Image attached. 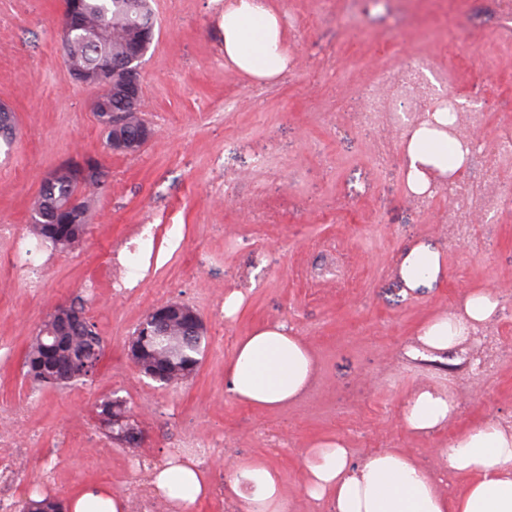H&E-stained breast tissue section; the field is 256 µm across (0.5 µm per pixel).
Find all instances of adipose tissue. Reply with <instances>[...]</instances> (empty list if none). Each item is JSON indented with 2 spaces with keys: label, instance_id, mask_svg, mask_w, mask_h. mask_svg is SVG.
Instances as JSON below:
<instances>
[{
  "label": "adipose tissue",
  "instance_id": "adipose-tissue-1",
  "mask_svg": "<svg viewBox=\"0 0 512 512\" xmlns=\"http://www.w3.org/2000/svg\"><path fill=\"white\" fill-rule=\"evenodd\" d=\"M224 60L256 79H270L288 66L283 26L267 0H230L224 8ZM468 151L448 136V114L428 113L413 130L404 149L409 189L426 192L434 178L456 177ZM443 272L439 251L420 245L401 263L406 287L434 282ZM498 302L488 291L472 292L457 312L429 321L417 339L422 350L449 351L464 344L470 330L489 323ZM315 364L300 337L274 324L241 337L225 368L227 391L235 400L256 407H280L309 385ZM456 413L450 393L416 389L405 401L402 422L411 432L429 435L446 426ZM440 455L448 470L467 479L455 493L443 491L438 479L408 454L374 451L351 463L348 448L321 441L302 453L303 492L312 502L330 501L335 512H512V426L487 421L463 432ZM152 483L175 512H193L211 487L199 462H167L155 469ZM231 495L245 512H287L288 493L275 469L262 460L235 465ZM124 496L108 485H94L72 497L68 512H127Z\"/></svg>",
  "mask_w": 512,
  "mask_h": 512
}]
</instances>
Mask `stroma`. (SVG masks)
Here are the masks:
<instances>
[{"mask_svg": "<svg viewBox=\"0 0 512 512\" xmlns=\"http://www.w3.org/2000/svg\"><path fill=\"white\" fill-rule=\"evenodd\" d=\"M269 2L288 67L259 81L224 63V0H154L159 29L141 68L152 136L125 156L106 148L92 90L69 76L61 0H0V104L17 128L0 146V224L27 233L41 174L71 157H95L108 172L84 239L56 253L42 292L0 262V410L26 408L41 437L22 451L8 489L15 502L42 492L63 502L99 482L123 491L132 457L161 459L198 438L221 440L223 451L194 512H241L225 483L232 463L251 458L277 469L288 512H333L302 492L301 451L314 442H342L355 462L385 448L409 453L452 493L463 480L446 477L438 449L481 422L512 424V167L496 171L499 211L458 238L443 222L447 193L425 208L409 191L404 131L360 118L367 86L425 55L446 73L444 93L482 112L486 147L512 136V17L501 0H404L394 17L366 0L357 18L346 0ZM382 143L391 152L380 164ZM141 224L155 233V250L138 258L151 274L114 296L107 258ZM422 243L440 251L444 276L411 290L399 267ZM90 279L98 288L89 299ZM477 290L499 302L490 371L477 370L474 344L436 360L410 356L425 323ZM233 291L244 301L228 317ZM78 298L103 339L97 369L83 384L35 387L26 348L58 304ZM172 301L193 307L208 336L199 368L175 388L128 356L136 327ZM271 323L307 344L315 374L294 402L255 409L226 394L224 369L240 336ZM420 386L449 390L457 405L427 436L401 420ZM111 396L129 407L137 446L95 448L106 437L97 406Z\"/></svg>", "mask_w": 512, "mask_h": 512, "instance_id": "obj_1", "label": "stroma"}]
</instances>
